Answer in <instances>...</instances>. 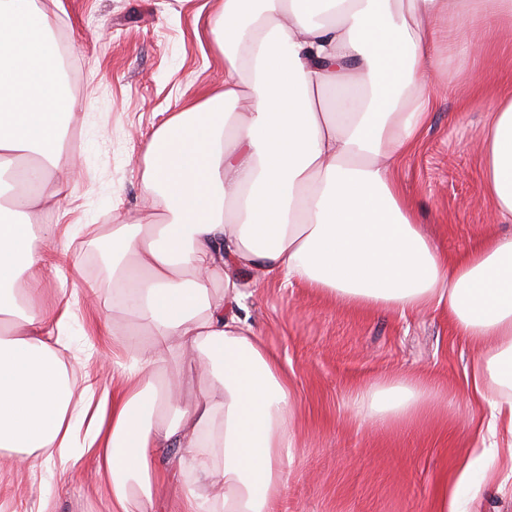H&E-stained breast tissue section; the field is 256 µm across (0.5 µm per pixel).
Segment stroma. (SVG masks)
Here are the masks:
<instances>
[{
  "label": "stroma",
  "mask_w": 512,
  "mask_h": 512,
  "mask_svg": "<svg viewBox=\"0 0 512 512\" xmlns=\"http://www.w3.org/2000/svg\"><path fill=\"white\" fill-rule=\"evenodd\" d=\"M53 28L69 39L65 84L80 102L63 131L82 163L73 192L52 211L34 208L31 223L72 225L80 276L69 291L77 318L62 338L73 381L97 375L109 388L121 376L112 351L144 340L137 325L94 295L86 281L105 267L96 254L114 220L140 213L146 192L139 164L154 130L184 103L224 78V57L208 25L216 0H40ZM443 69L453 88L438 93L429 129L396 176L436 245L457 255L497 228L482 194L477 150L498 92L512 75V40L481 19L449 22ZM246 314L292 381L298 446L278 512H437L442 487H455L481 453L460 434L461 419L487 416L470 403L466 377L474 347L437 310L401 315L353 309L274 279L243 276ZM114 334L98 335L96 322ZM420 374L446 405L413 425H374L350 407L355 386L385 376ZM489 482L465 491V512H512V467L496 461ZM96 463L84 456L65 475L0 467V512H36L41 495L53 512H109L96 491Z\"/></svg>",
  "instance_id": "1"
}]
</instances>
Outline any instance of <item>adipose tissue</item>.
<instances>
[{"label": "adipose tissue", "instance_id": "obj_1", "mask_svg": "<svg viewBox=\"0 0 512 512\" xmlns=\"http://www.w3.org/2000/svg\"><path fill=\"white\" fill-rule=\"evenodd\" d=\"M490 15L512 27V0H221L214 17L224 84L172 113L152 134L143 184L153 211L106 234L111 266L91 291L148 341L114 361L119 393L84 374L73 387L57 347L76 318L70 294L46 308L16 293L24 278L63 277L70 232L24 216L68 188L63 89L52 19L38 0H0V173L30 172L0 205V450L15 470L66 472L95 456L111 512H155L171 485L179 512H276L284 461L297 445L287 372L239 311L241 275L276 277L351 308L445 313L475 346L469 399L489 400L482 455L512 458V234L455 256L439 251L397 178L428 128L442 77L443 19ZM357 107L339 112L323 93ZM246 101L250 110L237 112ZM480 151L483 191L512 223V92L490 114ZM191 357L209 388L182 400L164 365ZM439 403L432 383L405 376L355 389L375 424L413 423ZM188 467L170 469L168 449Z\"/></svg>", "mask_w": 512, "mask_h": 512}]
</instances>
